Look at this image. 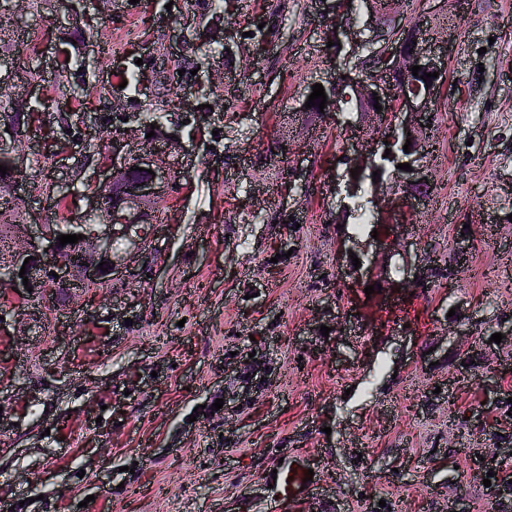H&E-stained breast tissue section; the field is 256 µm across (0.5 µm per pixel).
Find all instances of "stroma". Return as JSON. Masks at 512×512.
Segmentation results:
<instances>
[{
    "mask_svg": "<svg viewBox=\"0 0 512 512\" xmlns=\"http://www.w3.org/2000/svg\"><path fill=\"white\" fill-rule=\"evenodd\" d=\"M281 4L289 21L266 52L238 40L216 85L162 67L210 48L202 34L216 18L189 0H114L82 45L87 87L110 91L140 71L143 106L194 87L174 120L183 138L203 121L202 145L134 279L62 314L19 305L23 333L0 335V503L11 512H240L243 499L273 512V467L295 453L320 466L304 512H448L462 489L471 512H512L468 454L512 449V372L481 375L512 365V341L490 340L512 325V0L402 8L448 30L451 85L427 166L443 191L372 232L357 230L344 187L355 182L371 210L396 178L347 174L343 151L369 138L346 113L295 117L333 55L315 0ZM100 10L29 0L6 24L20 52L58 57L47 24ZM279 137L290 150L270 157ZM299 166L304 191L277 196ZM374 235L399 238V251L374 252ZM356 259L375 262L377 293L342 283Z\"/></svg>",
    "mask_w": 512,
    "mask_h": 512,
    "instance_id": "stroma-1",
    "label": "stroma"
}]
</instances>
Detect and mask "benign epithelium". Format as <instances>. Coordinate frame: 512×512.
I'll use <instances>...</instances> for the list:
<instances>
[{
  "mask_svg": "<svg viewBox=\"0 0 512 512\" xmlns=\"http://www.w3.org/2000/svg\"><path fill=\"white\" fill-rule=\"evenodd\" d=\"M335 35L336 40L347 43L354 54L369 47L372 39L368 25L354 27L340 23ZM443 44L444 40L438 38L425 43L418 40L412 46V64L421 66V70L416 76L410 71L405 73L404 83L411 86L413 91L400 96L392 135L384 140L376 139L368 149L356 150L346 156L350 168L366 166L375 160L379 152L392 148L395 142L412 139L426 129L430 123L427 103L448 83ZM433 72L439 73V77L432 78L425 85L418 81V76ZM342 76L358 94L365 91L368 77H375L373 91L380 97L379 105L384 111L392 107L397 91L388 77L373 70L364 74L356 68H347L338 63L322 81V86L326 90L330 89ZM0 103L6 106L8 112V116L0 120V154L11 160L14 169L22 171L26 165V153L16 148V142L24 136L32 102L14 94L13 73L5 64H0ZM130 122L133 126L128 131L112 138V154L108 162L96 166L93 175L85 179L84 185L92 187L93 191L82 194L84 206L72 213L70 224L65 229L67 234L85 235L83 242L86 243V253L82 254L81 262L77 264L62 257L65 247L49 234L43 224L20 226L8 251L0 254V272L7 274L9 287L19 290L18 297L34 298L51 283L66 286L77 284L79 288L70 290L66 295L65 305H72L79 300L91 302L96 296V292L92 291L94 285L101 281H126L133 276L128 257L148 250L151 244L148 233L142 229V214L150 209L157 213L166 207L174 174L183 168V164L175 155L179 148L178 142L167 133L148 138L136 119L132 118ZM402 162L413 168L409 173L410 180L424 182L426 168L420 155L404 157ZM135 166L150 169L152 173L137 176L131 171ZM31 192L33 188L30 184L18 178L0 183V195L6 199L23 198ZM106 202L112 205L108 222L84 223V216L98 212ZM423 203L424 197L418 194L393 200L388 215L401 212L405 207L413 209ZM118 239L123 243L121 249L114 247ZM30 256L33 260L24 263ZM101 262L106 263L108 271L99 269ZM23 266L26 267L28 277L26 286L23 285V278L19 277Z\"/></svg>",
  "mask_w": 512,
  "mask_h": 512,
  "instance_id": "benign-epithelium-1",
  "label": "benign epithelium"
}]
</instances>
